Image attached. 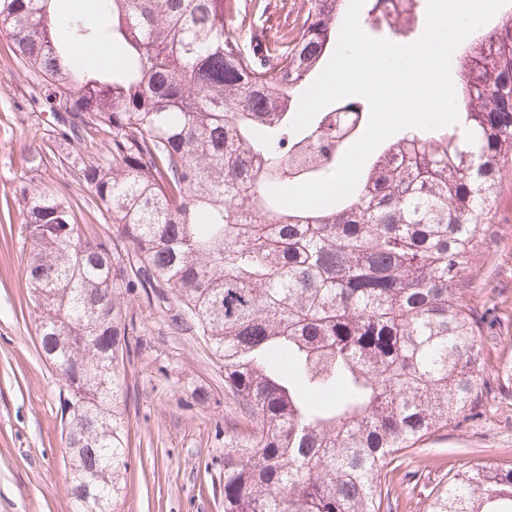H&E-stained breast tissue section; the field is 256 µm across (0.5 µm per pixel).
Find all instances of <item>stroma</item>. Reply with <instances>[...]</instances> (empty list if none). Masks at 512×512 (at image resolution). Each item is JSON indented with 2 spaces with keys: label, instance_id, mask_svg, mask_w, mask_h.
I'll return each instance as SVG.
<instances>
[{
  "label": "stroma",
  "instance_id": "stroma-1",
  "mask_svg": "<svg viewBox=\"0 0 512 512\" xmlns=\"http://www.w3.org/2000/svg\"><path fill=\"white\" fill-rule=\"evenodd\" d=\"M47 163L33 168L30 154ZM66 146L34 75L18 67L0 36V208L11 207L12 236L0 241V512H71V471L61 439L62 380L43 358L36 315L27 306L28 252L20 187L65 197L83 231L118 241L117 225L97 210L69 170ZM492 236L472 261L473 301L494 309L485 335L512 336V177L503 181ZM144 323L124 361L131 411L127 488L116 512H224V434L241 429L224 401V364L204 337L172 328L154 298L132 302ZM209 393L198 402L194 387ZM512 465V395L496 390L482 420L432 434L395 471L394 512H423L431 490L463 466Z\"/></svg>",
  "mask_w": 512,
  "mask_h": 512
}]
</instances>
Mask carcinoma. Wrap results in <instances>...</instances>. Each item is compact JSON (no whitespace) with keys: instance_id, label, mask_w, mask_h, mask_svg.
Listing matches in <instances>:
<instances>
[{"instance_id":"carcinoma-1","label":"carcinoma","mask_w":512,"mask_h":512,"mask_svg":"<svg viewBox=\"0 0 512 512\" xmlns=\"http://www.w3.org/2000/svg\"><path fill=\"white\" fill-rule=\"evenodd\" d=\"M345 0H301L247 42L226 0H99L109 22L58 0H0V35L68 107L66 141L109 135L76 175L118 225L90 237L69 202L23 186L29 300L60 371L73 512H115L129 461L120 364L140 324L128 288L159 290L173 321L224 362L246 421L224 433V512H391L396 462L424 437L480 416L512 358L488 365L472 257L512 171V23L463 49L458 120L406 131L365 162L354 192L320 209L273 187L310 165L318 118L290 124L336 44ZM92 46L119 63L80 60ZM426 512H512V466L462 469Z\"/></svg>"}]
</instances>
